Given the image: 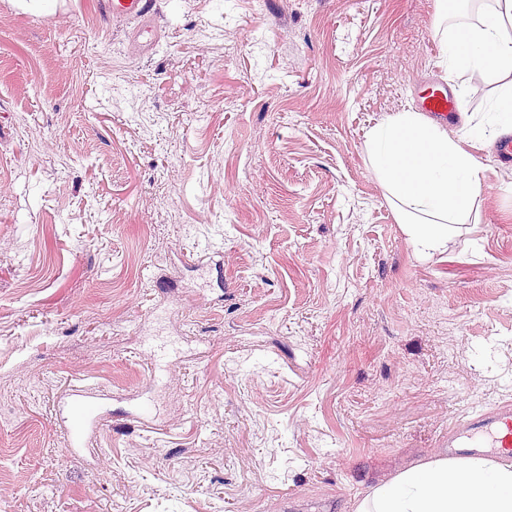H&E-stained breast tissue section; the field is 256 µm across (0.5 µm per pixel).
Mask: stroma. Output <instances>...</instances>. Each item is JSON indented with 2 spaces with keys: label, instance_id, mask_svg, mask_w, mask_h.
Returning <instances> with one entry per match:
<instances>
[{
  "label": "stroma",
  "instance_id": "35a3bbf8",
  "mask_svg": "<svg viewBox=\"0 0 512 512\" xmlns=\"http://www.w3.org/2000/svg\"><path fill=\"white\" fill-rule=\"evenodd\" d=\"M438 10L157 0L139 48L95 0H0V512H353L512 406V165L476 149L420 259L365 146L444 79ZM455 81L484 121L499 84ZM75 384L118 395L93 448ZM108 395L90 391L82 385L73 386L66 398L58 405L57 413L65 423L66 435L71 448H89L93 430L106 416L101 412Z\"/></svg>",
  "mask_w": 512,
  "mask_h": 512
}]
</instances>
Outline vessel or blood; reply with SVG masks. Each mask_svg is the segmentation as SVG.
Here are the masks:
<instances>
[{"instance_id": "vessel-or-blood-1", "label": "vessel or blood", "mask_w": 512, "mask_h": 512, "mask_svg": "<svg viewBox=\"0 0 512 512\" xmlns=\"http://www.w3.org/2000/svg\"><path fill=\"white\" fill-rule=\"evenodd\" d=\"M156 5L157 0H101L100 11L108 18L136 22L135 41L148 44L155 37L152 19ZM420 107L440 122L455 118L458 112L454 96L440 81L428 84ZM104 400V395L78 385L58 405L70 447H90L92 432L103 421ZM448 453L452 456L493 454L512 459V408L489 413L475 411L460 419L448 433Z\"/></svg>"}]
</instances>
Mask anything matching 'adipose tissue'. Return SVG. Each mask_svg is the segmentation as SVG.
Instances as JSON below:
<instances>
[{
  "mask_svg": "<svg viewBox=\"0 0 512 512\" xmlns=\"http://www.w3.org/2000/svg\"><path fill=\"white\" fill-rule=\"evenodd\" d=\"M442 66L487 71L505 91L492 123L451 136L445 125L409 109L366 133L370 165L416 257L443 252L485 183L484 165L464 147L512 132V0H492L475 24L445 29ZM355 512H512V464L487 458H437L368 488Z\"/></svg>",
  "mask_w": 512,
  "mask_h": 512,
  "instance_id": "adipose-tissue-1",
  "label": "adipose tissue"
}]
</instances>
